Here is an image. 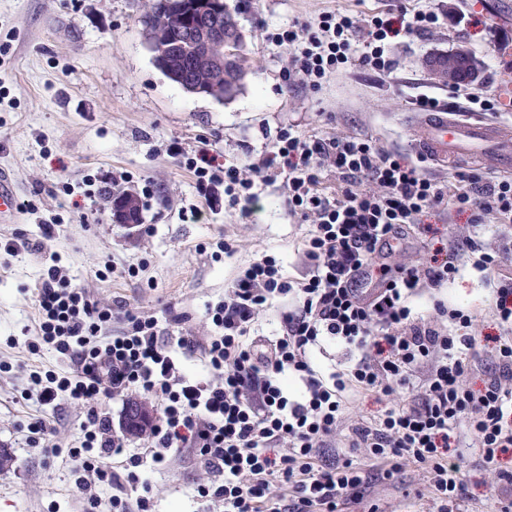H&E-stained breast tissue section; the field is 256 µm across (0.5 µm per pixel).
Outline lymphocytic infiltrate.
I'll return each mask as SVG.
<instances>
[{
    "label": "lymphocytic infiltrate",
    "mask_w": 512,
    "mask_h": 512,
    "mask_svg": "<svg viewBox=\"0 0 512 512\" xmlns=\"http://www.w3.org/2000/svg\"><path fill=\"white\" fill-rule=\"evenodd\" d=\"M429 11L361 20L323 12L314 21L272 33L296 44L293 70L319 86L355 62L382 74L393 61L387 39L435 24ZM364 30L361 47L353 35ZM198 184L223 181L224 192L250 217L257 183L287 172L292 214L308 224L304 254L310 272L285 276L265 256L242 266L224 298L209 305L215 332L198 343L188 337L168 346L155 317L129 310L115 315L47 262L35 295L37 339L30 354L48 346L70 364L67 374L32 372L41 405L67 398L83 410L76 487L131 485L133 499L112 498V512H153V491L137 472L143 461L164 466L190 449L210 472L197 487L203 512H339L408 466L423 471L437 512H459L467 499L461 479L464 450L478 448L498 482L512 453V278L504 275L512 248L487 249L480 227L494 215L502 234L512 233V179L487 178L472 169L455 172L459 188L447 194L415 165L381 151L369 138L322 139L281 128L270 155L248 169L217 166L204 151L183 153ZM333 169L335 193L323 192ZM468 209L472 220L442 260L386 264L394 245L435 209ZM494 285L490 312L500 333L486 351L481 386L469 379L467 354L477 344L476 314L433 300L415 313V298L438 291L460 272V258ZM280 302V330L254 335V327ZM122 329L105 336L113 317ZM344 346L347 366L324 370L314 361L323 343ZM199 351L203 372L186 376L175 349ZM137 394L159 413L144 456L125 457V443L105 413L107 401ZM364 394L391 400L378 416L356 412Z\"/></svg>",
    "instance_id": "lymphocytic-infiltrate-1"
}]
</instances>
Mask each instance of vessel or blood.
Masks as SVG:
<instances>
[{
  "label": "vessel or blood",
  "instance_id": "obj_1",
  "mask_svg": "<svg viewBox=\"0 0 512 512\" xmlns=\"http://www.w3.org/2000/svg\"><path fill=\"white\" fill-rule=\"evenodd\" d=\"M418 154L440 164L461 159L480 161L498 170L512 169V128L482 120H459L441 109L413 118ZM17 216V191L9 174L0 173V222Z\"/></svg>",
  "mask_w": 512,
  "mask_h": 512
}]
</instances>
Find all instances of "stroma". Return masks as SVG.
Listing matches in <instances>:
<instances>
[{
    "mask_svg": "<svg viewBox=\"0 0 512 512\" xmlns=\"http://www.w3.org/2000/svg\"><path fill=\"white\" fill-rule=\"evenodd\" d=\"M240 9L244 54L252 72L232 99L189 94L154 63L139 17L147 0H0V170H7L28 209L0 223V245L23 235L42 249L22 250L0 267V448L12 456L0 470V512H82L69 449L79 447L83 413L66 399L41 406L29 400L34 367L57 372L69 365L47 348L28 354L35 334V290L46 254L54 253L73 283L104 305L155 316L163 333L199 340L212 328L208 304L224 297L238 269L269 254L287 276L311 268L301 249L305 227L290 209L286 176L260 184L253 221L240 217L223 184L200 190L169 148L208 150L218 163L247 166L268 153L283 127L324 139L368 137L409 163L419 161L408 121L416 98L429 95L462 114L472 96L494 92L498 75L512 71V7L504 0H229ZM429 10L431 29L390 40L392 73L347 66L321 87L290 75L293 46L267 32L304 24L323 11L362 18ZM463 47L481 63L474 85L449 87L429 74V55ZM141 192L142 220L113 218L111 193ZM199 210L197 222L183 212ZM55 222L53 237L40 227ZM433 233L410 235L393 261H425L448 247L468 217L443 210L422 219ZM225 239L235 252H218ZM136 267L129 276L127 267ZM490 290L464 268L441 295L484 312ZM179 314L180 323L169 321ZM43 415L55 422L59 453L28 443L20 425ZM468 452L467 512H497L494 479ZM153 487L155 512H199L196 486L207 473L189 453L161 471L139 469ZM390 512H431L422 473L406 469L390 490Z\"/></svg>",
    "mask_w": 512,
    "mask_h": 512,
    "instance_id": "35a3bbf8",
    "label": "stroma"
}]
</instances>
